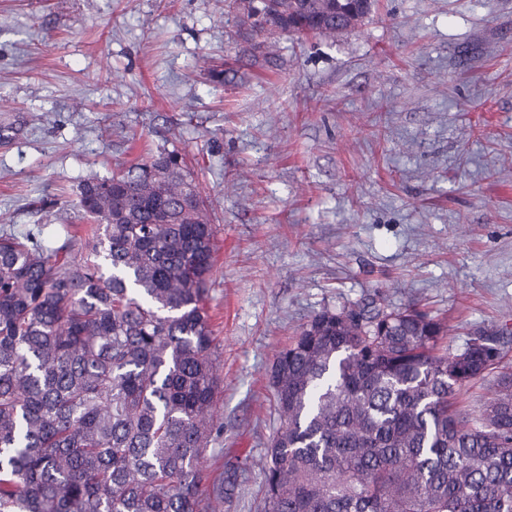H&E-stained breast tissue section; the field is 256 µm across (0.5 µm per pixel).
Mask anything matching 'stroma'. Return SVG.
Listing matches in <instances>:
<instances>
[{
  "instance_id": "1",
  "label": "stroma",
  "mask_w": 512,
  "mask_h": 512,
  "mask_svg": "<svg viewBox=\"0 0 512 512\" xmlns=\"http://www.w3.org/2000/svg\"><path fill=\"white\" fill-rule=\"evenodd\" d=\"M232 0H0V235L58 247L80 183L183 157L216 226L224 435L201 465L256 512L268 374L323 310L375 298L512 332V0H378L328 40Z\"/></svg>"
}]
</instances>
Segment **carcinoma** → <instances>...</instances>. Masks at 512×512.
<instances>
[{
  "label": "carcinoma",
  "instance_id": "1",
  "mask_svg": "<svg viewBox=\"0 0 512 512\" xmlns=\"http://www.w3.org/2000/svg\"><path fill=\"white\" fill-rule=\"evenodd\" d=\"M259 31L326 36L351 0H240ZM89 238L0 235V512H220L199 460L224 434L206 306L215 228L161 153L75 202ZM376 300L280 350L259 512H512V367L498 335ZM502 365L476 413L470 381Z\"/></svg>",
  "mask_w": 512,
  "mask_h": 512
}]
</instances>
